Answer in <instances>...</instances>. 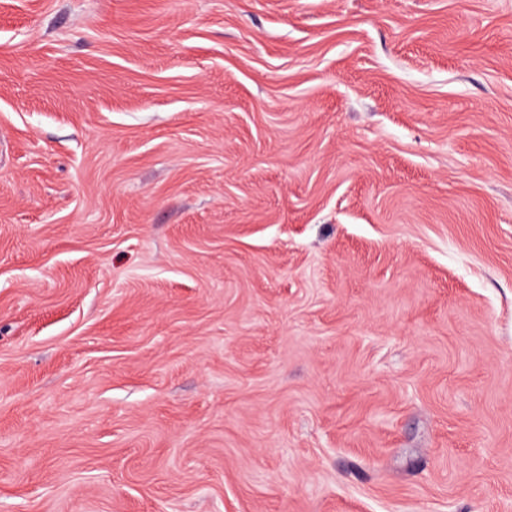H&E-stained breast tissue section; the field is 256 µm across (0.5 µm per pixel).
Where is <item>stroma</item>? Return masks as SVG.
Instances as JSON below:
<instances>
[{
    "instance_id": "1",
    "label": "stroma",
    "mask_w": 512,
    "mask_h": 512,
    "mask_svg": "<svg viewBox=\"0 0 512 512\" xmlns=\"http://www.w3.org/2000/svg\"><path fill=\"white\" fill-rule=\"evenodd\" d=\"M0 512H512V0H0Z\"/></svg>"
}]
</instances>
